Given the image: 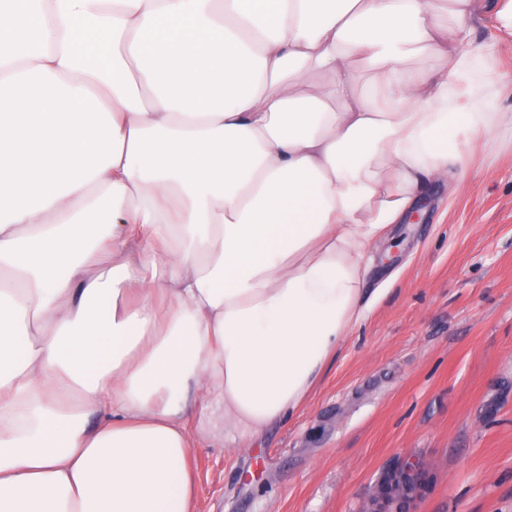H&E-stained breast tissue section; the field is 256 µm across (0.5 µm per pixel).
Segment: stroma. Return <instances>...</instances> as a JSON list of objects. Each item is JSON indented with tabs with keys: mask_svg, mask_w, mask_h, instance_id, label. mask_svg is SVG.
Listing matches in <instances>:
<instances>
[{
	"mask_svg": "<svg viewBox=\"0 0 512 512\" xmlns=\"http://www.w3.org/2000/svg\"><path fill=\"white\" fill-rule=\"evenodd\" d=\"M474 0L466 48L494 61L512 114V33ZM456 192L429 180L425 220L397 227L365 285L382 289L305 405L256 445L192 448L196 512H362L404 460L410 512H512V130L471 136Z\"/></svg>",
	"mask_w": 512,
	"mask_h": 512,
	"instance_id": "1",
	"label": "stroma"
}]
</instances>
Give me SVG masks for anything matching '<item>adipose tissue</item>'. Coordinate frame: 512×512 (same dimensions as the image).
Returning <instances> with one entry per match:
<instances>
[{"mask_svg": "<svg viewBox=\"0 0 512 512\" xmlns=\"http://www.w3.org/2000/svg\"><path fill=\"white\" fill-rule=\"evenodd\" d=\"M450 4L0 0V512H194L188 415L300 410L422 177L508 121Z\"/></svg>", "mask_w": 512, "mask_h": 512, "instance_id": "1", "label": "adipose tissue"}]
</instances>
